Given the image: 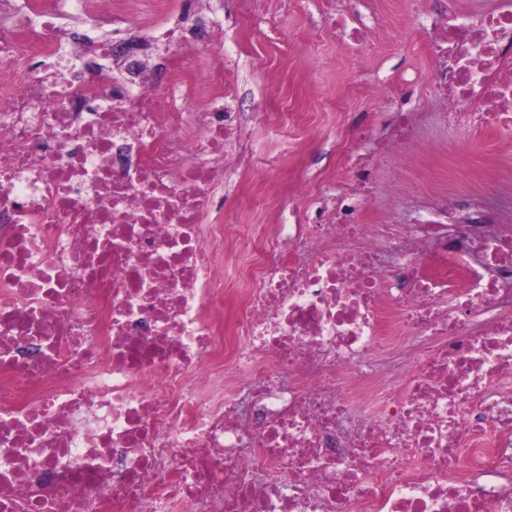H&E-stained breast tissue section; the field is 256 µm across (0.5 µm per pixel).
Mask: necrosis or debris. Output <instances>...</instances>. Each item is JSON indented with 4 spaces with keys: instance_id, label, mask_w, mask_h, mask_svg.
<instances>
[{
    "instance_id": "4bbe7bcc",
    "label": "necrosis or debris",
    "mask_w": 512,
    "mask_h": 512,
    "mask_svg": "<svg viewBox=\"0 0 512 512\" xmlns=\"http://www.w3.org/2000/svg\"><path fill=\"white\" fill-rule=\"evenodd\" d=\"M400 2L449 130L512 147V0ZM28 4L0 0V512H512V226L453 172L366 221L399 191L382 159L422 166L417 111L228 224L246 116L191 51L223 16L147 24L162 74L106 85L113 42L69 52L58 0ZM74 6L113 26L165 0ZM419 181H423L419 171L418 176L408 179L404 186V201L396 204L389 199H383L368 213L366 220L370 224H404L405 210L416 202L419 191Z\"/></svg>"
}]
</instances>
